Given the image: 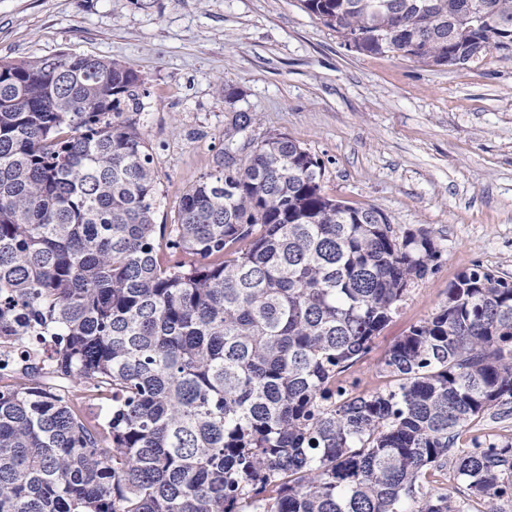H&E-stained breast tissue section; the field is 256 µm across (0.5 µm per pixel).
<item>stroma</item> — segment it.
I'll return each mask as SVG.
<instances>
[{"instance_id": "obj_1", "label": "stroma", "mask_w": 512, "mask_h": 512, "mask_svg": "<svg viewBox=\"0 0 512 512\" xmlns=\"http://www.w3.org/2000/svg\"><path fill=\"white\" fill-rule=\"evenodd\" d=\"M76 52L140 75L158 178L155 221L226 153L284 134L324 163L322 190L432 232L442 257L347 376L371 393L380 361L479 264L512 280V52L467 68L366 56L298 0H0V58ZM250 124L226 137L237 112Z\"/></svg>"}]
</instances>
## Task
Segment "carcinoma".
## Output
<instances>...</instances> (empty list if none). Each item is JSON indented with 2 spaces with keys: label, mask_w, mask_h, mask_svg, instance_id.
Wrapping results in <instances>:
<instances>
[{
  "label": "carcinoma",
  "mask_w": 512,
  "mask_h": 512,
  "mask_svg": "<svg viewBox=\"0 0 512 512\" xmlns=\"http://www.w3.org/2000/svg\"><path fill=\"white\" fill-rule=\"evenodd\" d=\"M300 4L362 55L512 49V0ZM142 84L93 55L0 60V336L41 338L64 386L0 391V512H512V436L460 447L512 419V282L460 272L381 361L394 384L358 392L342 374L438 268L431 232L326 196L281 134L155 224L123 118Z\"/></svg>",
  "instance_id": "1"
}]
</instances>
